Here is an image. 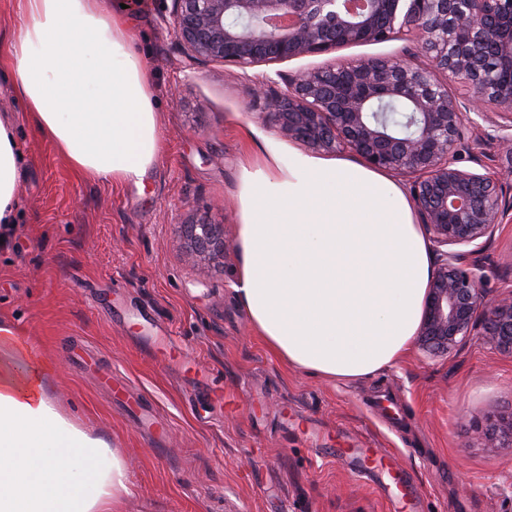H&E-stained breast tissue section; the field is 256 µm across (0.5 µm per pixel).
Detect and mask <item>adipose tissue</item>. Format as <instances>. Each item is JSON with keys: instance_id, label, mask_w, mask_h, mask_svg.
Instances as JSON below:
<instances>
[{"instance_id": "obj_1", "label": "adipose tissue", "mask_w": 512, "mask_h": 512, "mask_svg": "<svg viewBox=\"0 0 512 512\" xmlns=\"http://www.w3.org/2000/svg\"><path fill=\"white\" fill-rule=\"evenodd\" d=\"M0 62L25 118L81 177L138 183L163 141L121 7L18 0ZM0 116V224L15 223L23 158ZM234 291L288 367L354 380L398 366L417 336L434 260L402 188L344 157L269 147L243 168ZM126 460L61 416L44 370L0 325V512H118Z\"/></svg>"}]
</instances>
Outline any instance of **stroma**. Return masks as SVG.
Listing matches in <instances>:
<instances>
[{
    "mask_svg": "<svg viewBox=\"0 0 512 512\" xmlns=\"http://www.w3.org/2000/svg\"><path fill=\"white\" fill-rule=\"evenodd\" d=\"M171 0L127 8L153 85L164 150L142 183L78 176L0 80L23 155L17 222L0 243V325L48 367L58 411L127 459L121 512H390L339 448L388 454L422 512H512V447L488 448V417L512 413V355L472 337L356 380L289 368L251 328L232 289L243 165L288 147L254 85L327 64L417 53L414 38L239 68L188 59ZM224 227V256L183 258L188 216ZM482 286L512 289V210L482 260ZM170 333L161 359L151 328ZM389 395L397 428L371 412ZM153 425L141 427L142 413Z\"/></svg>",
    "mask_w": 512,
    "mask_h": 512,
    "instance_id": "1",
    "label": "stroma"
}]
</instances>
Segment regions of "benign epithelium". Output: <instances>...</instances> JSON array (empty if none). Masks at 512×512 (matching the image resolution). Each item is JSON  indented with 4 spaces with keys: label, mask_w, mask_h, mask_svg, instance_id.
<instances>
[{
    "label": "benign epithelium",
    "mask_w": 512,
    "mask_h": 512,
    "mask_svg": "<svg viewBox=\"0 0 512 512\" xmlns=\"http://www.w3.org/2000/svg\"><path fill=\"white\" fill-rule=\"evenodd\" d=\"M169 24L196 61L241 68L412 35L422 61L385 57L302 71L255 91L276 131L314 153L355 154L370 168L416 176L412 199L436 247L417 335L447 354L476 329L512 355V292L481 288L478 257L507 208L497 175L459 165L481 124L512 161V0H171ZM457 90L448 88V83ZM406 103L409 133H392L371 107ZM472 106L480 121L467 116ZM188 256L224 253V226H185ZM488 447H512V413L487 422Z\"/></svg>",
    "instance_id": "obj_1"
}]
</instances>
